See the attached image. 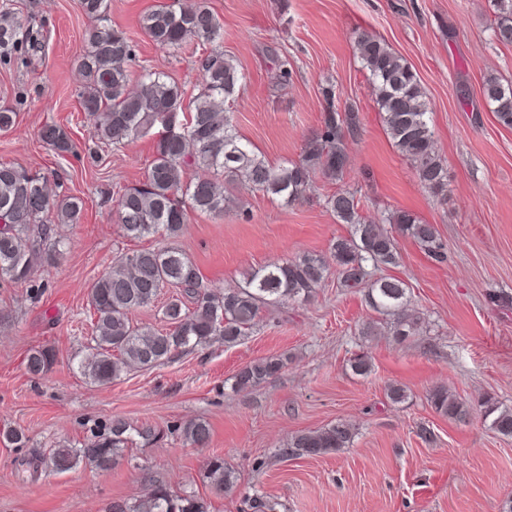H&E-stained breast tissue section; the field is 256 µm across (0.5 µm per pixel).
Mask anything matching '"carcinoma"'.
<instances>
[{
  "label": "carcinoma",
  "mask_w": 512,
  "mask_h": 512,
  "mask_svg": "<svg viewBox=\"0 0 512 512\" xmlns=\"http://www.w3.org/2000/svg\"><path fill=\"white\" fill-rule=\"evenodd\" d=\"M493 36L512 44V0H492ZM90 25L85 31L86 49L77 60L85 79L80 105L92 121V135L102 143L121 146L158 125L153 158L145 180L128 187L116 200L117 222L123 236L141 240L159 236L178 238L192 212L221 216L225 192L237 183L262 192L283 206L300 201L320 171L340 178L346 164L345 138L359 126L358 109L344 111L333 105L332 86L322 88L327 103L321 128L306 144L299 159L274 166L255 153L239 135L224 104L233 98L244 74L224 52L211 50L202 59L203 84L189 104H184L182 85L162 71L145 68L139 75L140 90L130 86L129 62L134 49L125 33L110 24L109 0H80ZM143 34L159 47L176 52L188 42L211 45L222 37V25L206 0H160L140 21ZM353 47L369 73L378 111L383 114L387 134L396 150L412 165L420 185L435 196L448 188V171L439 155L430 126L429 101L416 73L407 61L376 35L355 32ZM481 94L497 122L512 128V84L495 74L484 76ZM182 128L180 136L169 135L171 118ZM40 139L63 155L74 150L65 131L55 123L39 130ZM189 168L196 170L190 180L183 178ZM47 178L13 164L0 163V283L26 282L37 264H53L63 254L60 241L52 239L51 224H75L82 201L72 196L53 198L46 192ZM325 205L350 234L330 245L332 262L316 253L270 262L243 274L242 282L222 293L209 289L197 265L179 248L166 245L123 254L97 277L89 289L93 309L89 355L80 361L81 374L93 383L106 385L132 370H148L175 356L207 346L215 337L231 346L240 342L255 326L263 308L304 301L335 265L343 287L367 289L372 308L382 315L361 327L363 336L387 333L401 342L419 331L418 319L406 314L409 286L399 277L371 279L368 267L395 266L399 262L397 235L415 239L428 255L441 261L445 244L436 227L423 223L408 211L390 212L379 220L360 213L359 199L350 191H339ZM393 225V229L386 225ZM166 288L178 292L161 307L168 327L161 330L139 327L131 315L151 307ZM56 359L53 349H33L26 369L33 376L50 371ZM280 359H261L243 366L235 375V386L252 388L276 374ZM429 402L439 415L465 422L474 406L437 387ZM479 414L490 430L512 437V408L492 399L479 403ZM131 425L115 418L104 431L80 448L40 450L20 461L21 471L35 479L44 471L67 473L80 465L110 469L115 465ZM183 438L204 448L210 429L202 420L181 427ZM355 432L350 423L338 420L314 431L295 435L283 449L288 457H316L349 447ZM204 477L218 492L233 488L234 471L224 457L214 455L206 463ZM104 512H208L203 498L189 493L172 494L156 486L144 500L110 502Z\"/></svg>",
  "instance_id": "obj_1"
}]
</instances>
